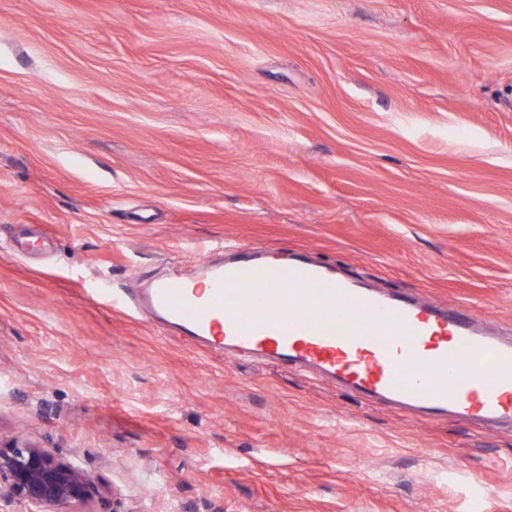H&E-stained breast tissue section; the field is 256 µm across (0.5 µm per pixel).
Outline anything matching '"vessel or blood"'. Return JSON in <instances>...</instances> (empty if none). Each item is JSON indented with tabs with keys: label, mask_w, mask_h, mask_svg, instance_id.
<instances>
[{
	"label": "vessel or blood",
	"mask_w": 512,
	"mask_h": 512,
	"mask_svg": "<svg viewBox=\"0 0 512 512\" xmlns=\"http://www.w3.org/2000/svg\"><path fill=\"white\" fill-rule=\"evenodd\" d=\"M113 304L146 309L203 346L321 374L428 417L512 425V335L435 302L385 296L329 267L246 246L194 278Z\"/></svg>",
	"instance_id": "vessel-or-blood-1"
}]
</instances>
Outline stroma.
<instances>
[{
	"mask_svg": "<svg viewBox=\"0 0 512 512\" xmlns=\"http://www.w3.org/2000/svg\"><path fill=\"white\" fill-rule=\"evenodd\" d=\"M216 241L512 329V0H0V443L76 512H512V426L113 307ZM91 481L72 462L57 459L45 448L14 442L0 443V500L20 499L34 512H75L87 501Z\"/></svg>",
	"mask_w": 512,
	"mask_h": 512,
	"instance_id": "obj_1",
	"label": "stroma"
}]
</instances>
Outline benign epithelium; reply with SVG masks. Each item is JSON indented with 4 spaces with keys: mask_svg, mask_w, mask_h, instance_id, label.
<instances>
[{
    "mask_svg": "<svg viewBox=\"0 0 512 512\" xmlns=\"http://www.w3.org/2000/svg\"><path fill=\"white\" fill-rule=\"evenodd\" d=\"M90 494V478L78 465L36 445L0 444V500H23L34 512H74Z\"/></svg>",
    "mask_w": 512,
    "mask_h": 512,
    "instance_id": "obj_1",
    "label": "benign epithelium"
}]
</instances>
